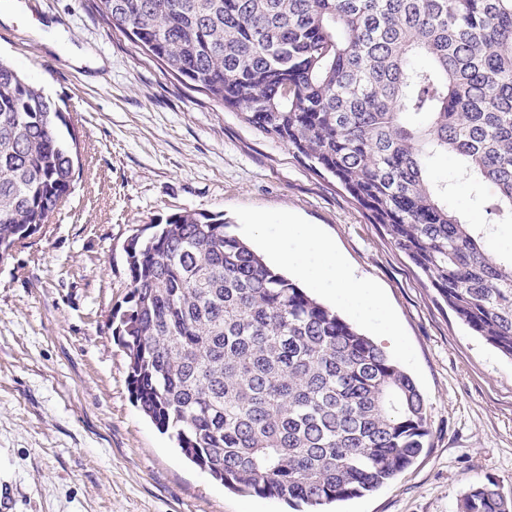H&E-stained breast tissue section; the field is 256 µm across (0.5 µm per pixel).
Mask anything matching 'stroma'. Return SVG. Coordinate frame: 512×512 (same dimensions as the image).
Listing matches in <instances>:
<instances>
[{"instance_id": "1", "label": "stroma", "mask_w": 512, "mask_h": 512, "mask_svg": "<svg viewBox=\"0 0 512 512\" xmlns=\"http://www.w3.org/2000/svg\"><path fill=\"white\" fill-rule=\"evenodd\" d=\"M0 57L43 89L70 138L69 194L0 260V487L9 512H293L230 491L187 461L136 407L116 336L132 285L126 246L175 213L223 214L263 251L265 235L316 226L377 288L397 330L372 338L415 380L429 445L374 492L327 512H456L472 486L512 493V359L460 323L329 175L179 81L112 30L93 0H0ZM449 206L494 224L467 184Z\"/></svg>"}]
</instances>
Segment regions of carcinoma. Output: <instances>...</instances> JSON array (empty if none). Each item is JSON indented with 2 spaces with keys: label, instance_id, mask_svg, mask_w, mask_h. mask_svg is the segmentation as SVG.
Instances as JSON below:
<instances>
[{
  "label": "carcinoma",
  "instance_id": "carcinoma-1",
  "mask_svg": "<svg viewBox=\"0 0 512 512\" xmlns=\"http://www.w3.org/2000/svg\"><path fill=\"white\" fill-rule=\"evenodd\" d=\"M186 85L331 174L458 320L512 358V256L448 208L512 217V0H96ZM418 56L430 66L414 64ZM55 104L0 59V258L47 224L71 153ZM444 156L456 178L435 174ZM490 183L495 194L482 197ZM222 214L127 245L131 395L224 487L321 512L406 469L430 435L412 377L269 266ZM457 512H512L492 480Z\"/></svg>",
  "mask_w": 512,
  "mask_h": 512
}]
</instances>
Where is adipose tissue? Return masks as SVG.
I'll use <instances>...</instances> for the list:
<instances>
[{"mask_svg":"<svg viewBox=\"0 0 512 512\" xmlns=\"http://www.w3.org/2000/svg\"><path fill=\"white\" fill-rule=\"evenodd\" d=\"M265 245L281 265L296 269L304 279L324 289L341 309L359 319L371 321L383 310L384 303L376 289L354 278L316 227L289 225L286 234L267 236Z\"/></svg>","mask_w":512,"mask_h":512,"instance_id":"adipose-tissue-1","label":"adipose tissue"}]
</instances>
